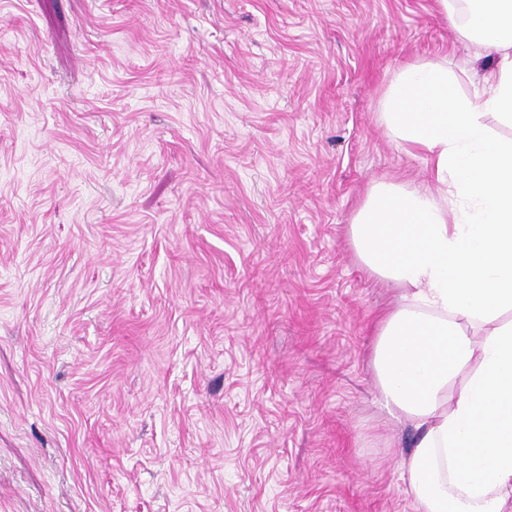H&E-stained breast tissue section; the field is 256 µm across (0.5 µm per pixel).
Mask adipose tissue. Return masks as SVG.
Returning a JSON list of instances; mask_svg holds the SVG:
<instances>
[{
	"label": "adipose tissue",
	"instance_id": "ef3b65f1",
	"mask_svg": "<svg viewBox=\"0 0 512 512\" xmlns=\"http://www.w3.org/2000/svg\"><path fill=\"white\" fill-rule=\"evenodd\" d=\"M460 36L492 62L457 95L447 62L393 73L380 119L427 154L436 192L375 182L350 224L363 267L395 285L372 365L412 433L401 479L414 512H512V0H465Z\"/></svg>",
	"mask_w": 512,
	"mask_h": 512
}]
</instances>
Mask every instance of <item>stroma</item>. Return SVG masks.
<instances>
[{
    "mask_svg": "<svg viewBox=\"0 0 512 512\" xmlns=\"http://www.w3.org/2000/svg\"><path fill=\"white\" fill-rule=\"evenodd\" d=\"M438 0H0V512H413L371 366L381 99Z\"/></svg>",
    "mask_w": 512,
    "mask_h": 512,
    "instance_id": "35a3bbf8",
    "label": "stroma"
}]
</instances>
